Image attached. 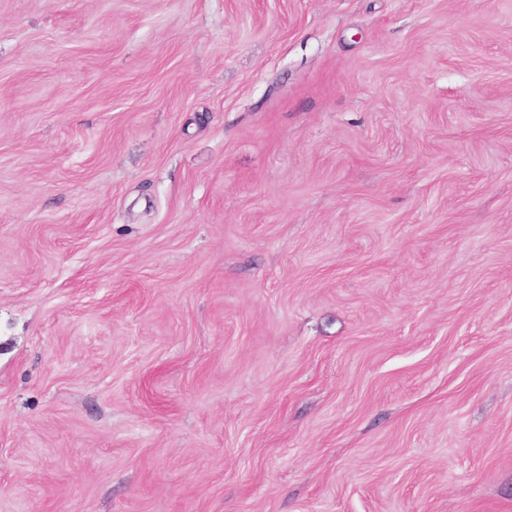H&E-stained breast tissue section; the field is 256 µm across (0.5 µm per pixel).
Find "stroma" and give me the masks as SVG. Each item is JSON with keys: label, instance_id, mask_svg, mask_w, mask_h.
<instances>
[{"label": "stroma", "instance_id": "1", "mask_svg": "<svg viewBox=\"0 0 512 512\" xmlns=\"http://www.w3.org/2000/svg\"><path fill=\"white\" fill-rule=\"evenodd\" d=\"M0 512H512V0H0Z\"/></svg>", "mask_w": 512, "mask_h": 512}]
</instances>
